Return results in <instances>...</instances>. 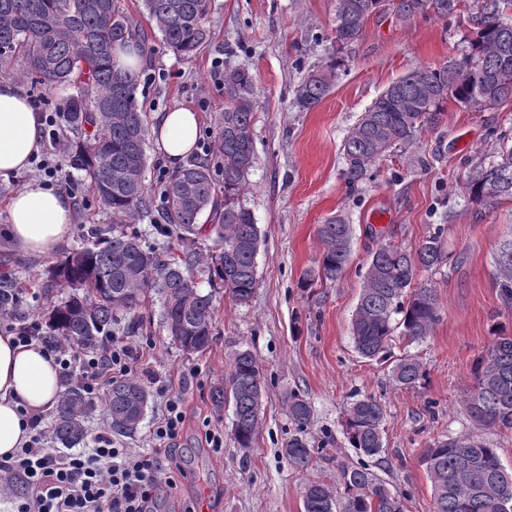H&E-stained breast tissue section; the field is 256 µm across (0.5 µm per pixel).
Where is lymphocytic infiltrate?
<instances>
[{
  "instance_id": "f902f5d3",
  "label": "lymphocytic infiltrate",
  "mask_w": 512,
  "mask_h": 512,
  "mask_svg": "<svg viewBox=\"0 0 512 512\" xmlns=\"http://www.w3.org/2000/svg\"><path fill=\"white\" fill-rule=\"evenodd\" d=\"M64 376L97 391L127 377L135 367L119 341L89 352L84 347H50ZM185 422L180 398L170 396L155 437L161 446L150 455L124 453L99 436L91 453L54 454L45 448L48 432L41 416L30 418L32 436L11 459L0 462L20 485L16 512H155L160 495L177 487L175 445Z\"/></svg>"
}]
</instances>
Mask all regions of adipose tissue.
Wrapping results in <instances>:
<instances>
[{
  "label": "adipose tissue",
  "instance_id": "1",
  "mask_svg": "<svg viewBox=\"0 0 512 512\" xmlns=\"http://www.w3.org/2000/svg\"><path fill=\"white\" fill-rule=\"evenodd\" d=\"M199 126L196 112L177 106L157 118L149 136L169 164L177 166L194 150ZM42 146L39 113L17 83L0 79V180L27 170ZM73 209L68 193L31 179L7 201L5 233L22 254H51L72 237ZM59 391V371L50 354L0 334V459L24 446L30 434L28 415L50 409Z\"/></svg>",
  "mask_w": 512,
  "mask_h": 512
}]
</instances>
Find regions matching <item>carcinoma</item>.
<instances>
[{
	"mask_svg": "<svg viewBox=\"0 0 512 512\" xmlns=\"http://www.w3.org/2000/svg\"><path fill=\"white\" fill-rule=\"evenodd\" d=\"M211 0H144L148 20L163 45L176 54H195L207 41L206 19ZM401 23L417 18L453 17L460 0H337V50L358 41L370 16L383 3ZM512 0H477L469 51L441 66L420 67L402 77L363 113L346 137L342 152L348 183L363 178L393 148L408 144L417 133L437 123L448 100L481 108L487 97L512 101ZM129 34L116 0H0V58L19 52L27 71L49 89L67 88L62 118L77 138L68 149L69 166L89 178L95 200L112 212L115 223L86 228V243L48 271L41 288L70 289L58 304L42 311L44 341L56 346L79 344L90 349L113 335L119 318L128 317L133 331L139 310L157 297L168 336L184 353L207 350L213 339V295L203 293L197 277L220 285L240 304L257 287L256 256L260 231L239 197L253 166L252 126L255 103L251 75L242 69L224 71V113L209 147V157L191 160L159 187L164 223L157 229L177 242L180 253L164 255L144 248L141 234L130 229L152 215V198L145 183L148 137L146 113L138 103L139 75L120 70L112 61L115 41ZM341 58L332 56L311 71L295 89L301 110L316 107L330 91ZM498 160L475 165L465 178L472 203L491 208L512 200V136L499 138ZM223 202H218V195ZM209 212L214 245L208 254L196 251L199 219ZM446 226L438 224L408 251L385 242L370 254L356 308L352 339L359 355L388 360L400 339L413 343L431 335L442 318L436 289L416 287L421 271H431L449 259ZM323 244L315 268L300 287L312 289L341 278L351 256L352 225L336 214L319 225ZM502 299L512 304V240L500 246L496 259ZM24 307L22 291L6 280L0 284V320L11 319ZM399 386L414 387L426 378L420 362L406 356L392 369ZM475 383L465 394L474 422L512 429V335L500 334L479 357ZM212 399L233 406L234 439L238 447H254L264 417L263 378L255 355L234 352L224 384ZM149 400L137 380L112 382L108 429L120 436L135 432ZM85 388L69 387L55 407L56 442L73 448L86 438L85 422L93 411ZM289 418L302 428L312 408L305 396L288 394ZM384 408L372 398L348 407L344 434L349 445L365 455L383 448ZM315 448L299 434L288 439L285 455L297 468L309 466ZM434 489V512H512V469L498 451L469 438L430 445L423 456ZM342 512H405L404 496L392 492L364 467H344ZM337 487L314 482L303 497L304 512H335Z\"/></svg>",
	"mask_w": 512,
	"mask_h": 512,
	"instance_id": "carcinoma-1",
	"label": "carcinoma"
}]
</instances>
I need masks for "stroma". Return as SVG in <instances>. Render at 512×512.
<instances>
[{"mask_svg": "<svg viewBox=\"0 0 512 512\" xmlns=\"http://www.w3.org/2000/svg\"><path fill=\"white\" fill-rule=\"evenodd\" d=\"M133 41L144 48L139 69V105L148 116L186 106L201 118L194 149L203 156L224 111V71L243 68L253 77L254 164L241 204L253 215L261 243L258 285L248 303L200 279L214 300V336L201 354L183 353L168 336L159 304H147L135 333L122 340L141 361L135 374L150 392L145 417L130 437L113 436L118 448L153 452L156 421L169 395L182 398L189 421L176 444L182 473L177 490L159 499L157 512H303L306 484L335 483L339 467L359 463L405 493L407 512H433L434 492L422 456L433 442L466 436L496 448L512 468V430L476 425L462 402L474 382L473 364L494 331L512 334V305L496 284L495 257L512 240V201L490 209L472 204L463 175L490 163L501 132L512 134V101L494 109L448 102L437 123L417 139L388 152L363 179L348 183L342 145L361 115L389 85L422 66L459 58L467 47L474 0H462L454 18L415 19L401 24L393 14L371 16L362 38L342 51V65L328 94L303 111L294 90L334 51L337 0H211L210 36L189 57L169 51L146 18L143 0H117ZM16 81L32 102L56 119L63 141L74 140L60 116L64 94L26 76L20 58L0 61V79ZM74 202V232L67 249L29 258L0 239V276L22 288L27 305L0 322V332H39L42 309L64 300L67 289L41 292L48 270L84 243L91 224H108L110 211L95 202L81 175L61 171ZM345 214L354 229L350 264L334 285L305 290L299 282L322 252L317 228ZM446 225L447 264L418 276L435 286L442 318L422 341L396 342L394 357L419 360L423 385L398 387L391 366L354 349L351 319L363 286L366 261L381 240L415 249L435 225ZM250 350L265 384V414L253 448H238L232 435L233 407L214 406L234 351ZM304 395L312 406L306 426L317 451L307 469L291 465L282 450L296 426L284 400ZM371 397L385 410L384 450L364 457L350 448L342 420L353 401ZM221 432L211 447L206 430Z\"/></svg>", "mask_w": 512, "mask_h": 512, "instance_id": "stroma-1", "label": "stroma"}]
</instances>
